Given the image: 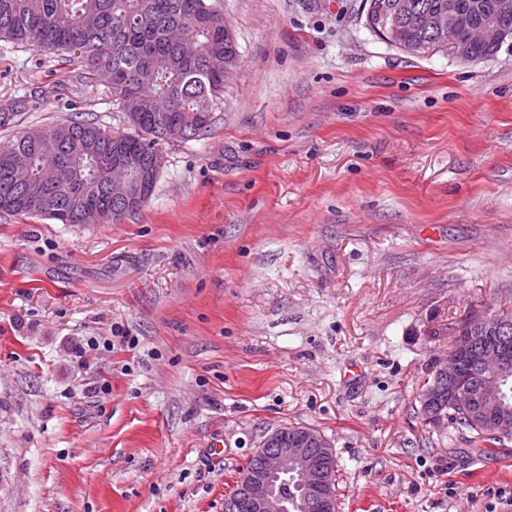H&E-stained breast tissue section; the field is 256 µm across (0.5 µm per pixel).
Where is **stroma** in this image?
<instances>
[{"mask_svg":"<svg viewBox=\"0 0 512 512\" xmlns=\"http://www.w3.org/2000/svg\"><path fill=\"white\" fill-rule=\"evenodd\" d=\"M220 6L238 64L140 210L0 212V512H224L284 424L333 443L338 512H512V441L418 398L445 320L512 307V38L459 63L362 0ZM7 108L2 143L128 129L78 62L0 41Z\"/></svg>","mask_w":512,"mask_h":512,"instance_id":"obj_1","label":"stroma"}]
</instances>
